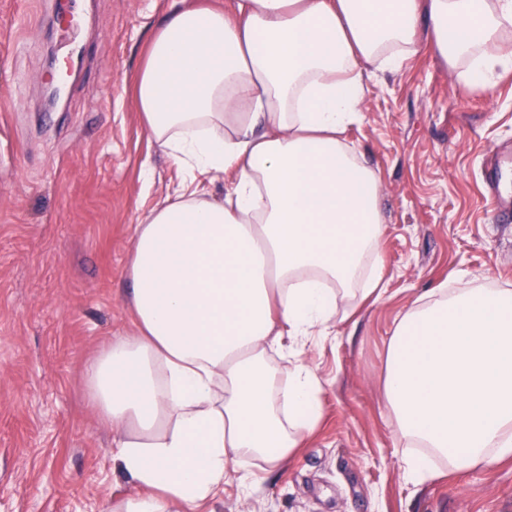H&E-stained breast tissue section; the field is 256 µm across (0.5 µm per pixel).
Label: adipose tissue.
<instances>
[{"mask_svg":"<svg viewBox=\"0 0 512 512\" xmlns=\"http://www.w3.org/2000/svg\"><path fill=\"white\" fill-rule=\"evenodd\" d=\"M486 92L512 73V0H231L175 8L135 79L181 169L139 218L134 332L87 366L136 494L116 512H199L247 458L279 469L323 418L297 356L382 279L380 178L344 140L376 72L421 52ZM226 175L220 200L202 178ZM382 394L408 483L512 460V290L440 288L390 340Z\"/></svg>","mask_w":512,"mask_h":512,"instance_id":"1","label":"adipose tissue"}]
</instances>
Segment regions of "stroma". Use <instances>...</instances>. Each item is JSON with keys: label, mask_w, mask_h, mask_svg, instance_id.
<instances>
[{"label": "stroma", "mask_w": 512, "mask_h": 512, "mask_svg": "<svg viewBox=\"0 0 512 512\" xmlns=\"http://www.w3.org/2000/svg\"><path fill=\"white\" fill-rule=\"evenodd\" d=\"M172 4L83 0L66 30L48 22L53 0H0V512H103L134 491L84 373L132 333L134 226L183 179L152 145L134 82ZM51 70L64 74L52 108ZM369 86L346 137L381 175V295L301 349L324 410L307 448L274 472L249 461V487L229 480L210 512H512V464L406 484L408 444L382 395L417 296L512 289V209L495 216L483 183L487 148L512 152V78L473 94L423 52Z\"/></svg>", "instance_id": "stroma-1"}]
</instances>
